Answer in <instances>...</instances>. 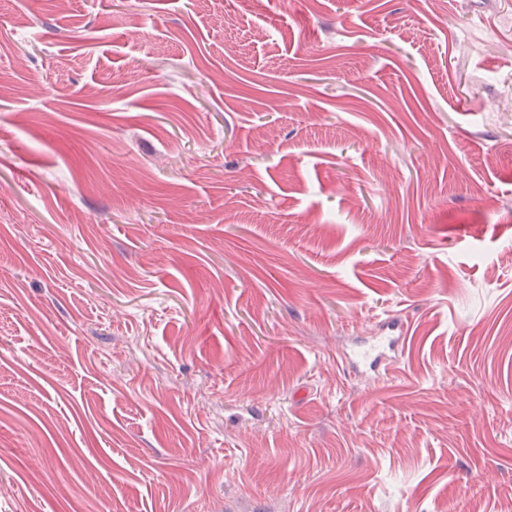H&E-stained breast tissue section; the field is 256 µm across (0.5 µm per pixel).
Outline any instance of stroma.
<instances>
[{
	"mask_svg": "<svg viewBox=\"0 0 512 512\" xmlns=\"http://www.w3.org/2000/svg\"><path fill=\"white\" fill-rule=\"evenodd\" d=\"M511 506L512 0H0V512ZM391 331H398V336H392L387 340H377L366 347L357 350L350 362L354 367H362L369 372H386L390 364V353L398 348L403 336L402 329L398 324H391Z\"/></svg>",
	"mask_w": 512,
	"mask_h": 512,
	"instance_id": "stroma-1",
	"label": "stroma"
}]
</instances>
